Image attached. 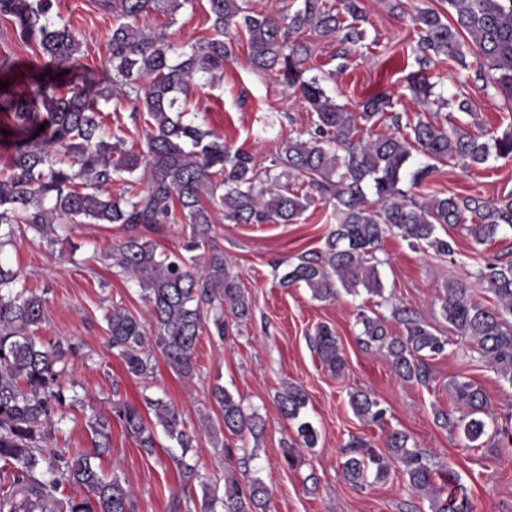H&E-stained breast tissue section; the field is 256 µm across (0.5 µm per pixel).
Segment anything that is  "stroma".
I'll return each mask as SVG.
<instances>
[{"mask_svg":"<svg viewBox=\"0 0 512 512\" xmlns=\"http://www.w3.org/2000/svg\"><path fill=\"white\" fill-rule=\"evenodd\" d=\"M387 0H363L368 23L366 42L348 56V68L326 90L337 103L354 108L369 91L391 92L398 109L424 112L403 86L414 63L405 53L411 38L404 22L387 11ZM207 0L168 13L158 12L148 25L155 33L181 46L194 44L207 32ZM55 10L80 33V63L89 80H103L108 36L114 19L99 11L94 0H57ZM475 71H445V94L461 92L470 99V112L448 106L452 120L473 132L492 135L512 127V110L500 97L482 91ZM198 110L194 121L213 131L227 145L253 153L269 166L275 144L303 135L312 113L302 100L286 91L273 77L254 71L245 55L224 67L214 83L195 85ZM427 191L475 193L489 200L512 194V160L492 159L482 166L448 162L429 178ZM331 208L317 205L297 224H234L216 217L214 237L224 258L251 299L252 316L246 324L227 321L223 336L203 330L196 350L192 376L182 377L156 358L150 383L129 375L107 346L105 317L113 306L127 309L148 321L149 307L139 287L112 265V249L125 237L118 224H75L66 239L47 248L39 239L15 240L0 249V261L26 271L31 284L48 289L47 319L36 331L41 339L70 338L82 342L67 378L75 391L88 395L97 410L107 411L120 399L142 406L144 395L163 396L181 410L187 424L199 428L201 439L194 451L200 474L211 482L232 476L246 484L259 478L271 490L270 512H426L428 503L414 496L398 474L387 481H369L351 488L343 479L342 450L351 437H362L381 446L383 431L356 418L348 396L356 390L375 395L386 408L387 426L407 432L416 444L429 450L437 464H451L475 512H512V454L489 452L463 436L438 427L435 412L448 406V382L466 377L486 392L491 402L489 430L512 431V385L472 358L466 343L450 335L443 355L432 359L429 383L405 382L376 351L359 342L358 309L388 315L367 294L341 295L338 300L312 299L303 286L281 287V264L295 262L307 251L322 246L330 228ZM455 257L433 250H411L396 236H387L377 253L386 294L419 311L439 329L441 295L447 281L474 286V272L494 258L512 252V234L486 245H475L463 227L451 229ZM336 332L347 366L334 374L323 366L310 338L318 324ZM302 386L308 394L304 414L319 434L314 448L302 451L296 468H288L281 456L283 442H297L295 426L278 407L284 383ZM239 396L246 412L257 413L265 423L258 448L248 464H240L238 441L204 430L202 418L210 410L214 385ZM104 474L116 473L133 491V512H169L171 498L182 499L185 512H201L200 486L184 487L176 462L167 447L154 455L140 452L120 426L112 428V448L97 458Z\"/></svg>","mask_w":512,"mask_h":512,"instance_id":"stroma-1","label":"stroma"}]
</instances>
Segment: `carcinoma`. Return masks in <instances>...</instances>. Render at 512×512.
Listing matches in <instances>:
<instances>
[{
  "label": "carcinoma",
  "instance_id": "cac0c4a2",
  "mask_svg": "<svg viewBox=\"0 0 512 512\" xmlns=\"http://www.w3.org/2000/svg\"><path fill=\"white\" fill-rule=\"evenodd\" d=\"M192 0H97L116 17L102 63L107 78L90 84L76 77H56L79 67L81 40L74 28L53 20L54 0H0V18L39 47L41 63L19 71L0 61V78L12 84L0 90V116L14 140L6 173L0 174V249L16 236L30 234L50 249L69 224H120L127 235L112 250L114 266L136 282L149 306L152 333L136 316L114 308L106 316L108 346L127 373L154 374L152 349L184 376L195 372L196 349L207 318L224 337V315L249 319L252 306L224 261L214 240V217L235 224H296L318 204L332 206L333 223L321 248L303 253L288 265L283 288L304 285L320 302L359 290L389 304V316L361 310L359 341L383 353L403 381L426 383L433 375L429 359L442 355L448 338L437 334L414 309L384 296L376 256L393 233L413 250L456 253L452 237L438 228L465 225L473 241L484 245L512 231V194L488 201L477 194L412 195L439 165L460 160L484 165L490 158L512 157V130L483 138L439 112L427 118L395 111L393 95L368 94L357 111L336 103L324 82L329 71L311 74L313 45L335 39L342 60L365 39L362 0H302L288 23L271 12L252 10L245 0H207L210 34L196 44L176 48L144 26L158 11L180 9ZM441 9L417 7L407 13L390 0L389 13L416 33L409 45L415 69L406 76L418 102L435 98L443 79L440 63L468 67L463 41L471 43L482 89L492 90L512 106V0H440ZM246 48L249 66L270 73L315 114L307 137L288 139L275 148L272 167L261 170L253 154L234 149L187 119L194 112L191 80L215 79L224 65ZM122 95L132 103L131 118L143 120L144 147L135 151L111 137L99 102ZM386 125L387 131L378 130ZM44 131L37 132V129ZM279 173H272V169ZM122 188L112 192L121 175ZM180 222L188 231L184 252L157 251L147 235L161 225ZM475 280L494 302L472 298L461 282H449L441 316L450 329L470 341L471 350L512 385V260L496 258L479 268ZM47 292L28 286L27 273L0 262V509L7 512H132V493L114 473L104 476L92 456L112 447V424L118 423L146 455L155 453V430L180 450L176 461L182 482L200 481L202 512H266L270 489L260 479L241 486L233 477L224 484L201 480L190 453L200 435L185 424L180 410L163 397L143 396L153 419L120 400L105 413L83 414L82 426L95 454L59 444L69 413L85 407L87 397L65 386L69 362L81 344L33 336L46 321ZM400 325L403 333L392 334ZM312 348L332 372L344 371L336 332L316 327ZM455 416L435 412L439 427L476 442L486 434L490 402L484 390L457 377L448 382ZM308 395L286 383L278 394L282 416L291 421L300 446L314 448L318 432L305 419ZM224 432L259 444L265 423L247 414L241 399L217 385L211 392ZM348 404L368 425L386 423V408L371 394L355 390ZM345 481L363 488L369 473L384 481L401 473L412 494L429 503L430 512H474L466 490L435 469L432 455L417 447L403 430H390L380 452L363 438L351 440L341 463ZM72 486L91 496L66 495Z\"/></svg>",
  "mask_w": 512,
  "mask_h": 512
}]
</instances>
